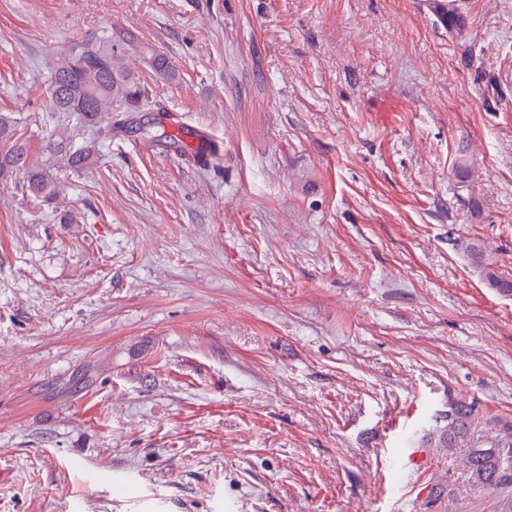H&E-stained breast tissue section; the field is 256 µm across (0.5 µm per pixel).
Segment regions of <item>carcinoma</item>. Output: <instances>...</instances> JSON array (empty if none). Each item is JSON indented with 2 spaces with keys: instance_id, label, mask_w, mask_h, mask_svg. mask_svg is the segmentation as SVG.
<instances>
[{
  "instance_id": "obj_1",
  "label": "carcinoma",
  "mask_w": 512,
  "mask_h": 512,
  "mask_svg": "<svg viewBox=\"0 0 512 512\" xmlns=\"http://www.w3.org/2000/svg\"><path fill=\"white\" fill-rule=\"evenodd\" d=\"M433 12L443 25L450 26L460 37L465 35V24L449 12L447 0H435ZM140 51L136 36L131 32L117 35L84 38L56 57L48 88V112H74L96 137L77 143L67 132L52 133L48 151L57 168L80 169L96 151L102 138L126 128L121 112H143L152 109L144 102L145 88L138 76L126 66V57ZM13 140L9 149L0 152V175L14 170L24 171L28 192L37 199L57 197L51 167L33 165L29 161L25 139L18 134V121L0 113V140ZM471 264L486 284L497 293L511 296L512 279L501 276L495 264L478 246L468 250ZM472 407L458 403L443 416L445 425L422 436L421 445L433 444L453 448L465 441L469 432ZM466 463L486 483L500 486L512 479V426L504 428L503 436L489 442V446H470Z\"/></svg>"
}]
</instances>
